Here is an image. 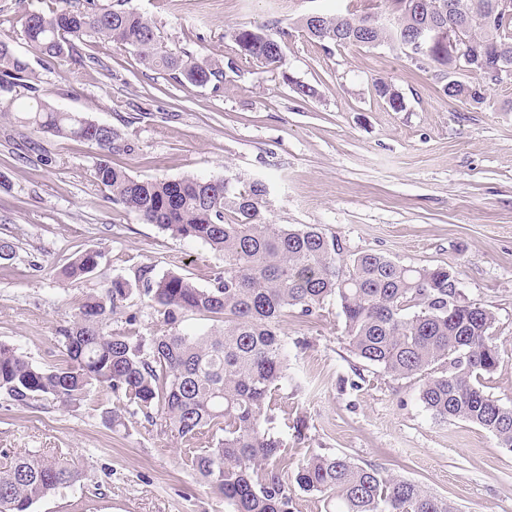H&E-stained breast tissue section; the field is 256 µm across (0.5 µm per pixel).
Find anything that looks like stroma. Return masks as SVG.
I'll use <instances>...</instances> for the list:
<instances>
[{"mask_svg":"<svg viewBox=\"0 0 512 512\" xmlns=\"http://www.w3.org/2000/svg\"><path fill=\"white\" fill-rule=\"evenodd\" d=\"M369 2L126 0L164 45L196 57L234 58L227 33L239 25L283 30V63L184 86L146 69L130 47L92 39L80 61L34 62L33 84L55 108L123 131L135 151L115 162L134 177L260 179L275 223L317 225L348 255L455 270L466 298L496 316L501 360L485 384L512 408V83L493 87L490 104L474 109L389 47L327 48L297 26L310 12ZM54 5L0 0V36L30 55L22 18ZM380 81L402 93L404 110L378 97ZM299 85L315 95L299 96ZM97 159L87 143L0 117V237L17 244L0 265V342L38 365L62 360L59 322L113 277L134 278L148 265L155 276L177 273L204 287L224 264L210 247L112 204L93 176ZM86 249L104 254L96 273L67 278L64 268ZM161 321L135 295L110 327L150 337ZM280 331L293 383L280 392L278 416L300 415L308 426L302 441L281 432L289 467L314 451L336 453L386 467L459 512H512V450L478 425L434 419L419 398L421 375L394 379L368 366L360 387L350 386L357 360L336 299L309 320L283 318ZM25 451L67 454L81 472L34 512H231L191 469L193 450L175 432L141 416L112 431L93 400L76 410L51 401L20 408L0 396V466Z\"/></svg>","mask_w":512,"mask_h":512,"instance_id":"stroma-1","label":"stroma"}]
</instances>
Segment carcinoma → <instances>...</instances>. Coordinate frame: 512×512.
<instances>
[{
  "instance_id": "carcinoma-1",
  "label": "carcinoma",
  "mask_w": 512,
  "mask_h": 512,
  "mask_svg": "<svg viewBox=\"0 0 512 512\" xmlns=\"http://www.w3.org/2000/svg\"><path fill=\"white\" fill-rule=\"evenodd\" d=\"M124 2L102 7L90 0L72 10L69 0H57L48 14H25V40L48 63L80 55L78 44L88 38L111 40L132 47L146 68L193 87L221 83L228 70L239 76L244 63L282 62L283 30L231 29L238 64L226 68L217 59L199 60L161 45L154 23L125 9ZM410 2L411 9L396 10L390 27L358 31L353 17L336 11L323 15L320 25L304 21L302 28L327 44L399 49L416 26L446 25L450 11L473 18L488 12L494 0ZM465 37L489 60V42H495L512 64V14L498 15L490 28L474 20ZM33 75L10 38L0 36V116L15 107L16 88L36 91ZM493 87L479 65L442 81L440 91L467 105L470 92L486 96ZM24 120L95 146L94 177L112 193V203L174 237L208 244L223 253L224 269L211 275L207 288L175 273L154 277L147 266L132 281L113 278L106 297L89 296L78 317L58 327L63 363L42 367L0 343V396L22 408L49 399L79 408L95 393L113 395L123 400L124 412L104 401L100 408L114 430L128 429L141 414L148 421L162 417L187 442L206 437L207 449L192 456L190 465L232 512H293L297 491L319 494L325 512H454L447 499L419 484L345 455L312 452L293 473L284 472L274 415L276 397L288 382L280 322L295 309L312 317L334 297L356 359L393 378L421 374L420 400L434 418L476 424L512 449V408L484 385L500 360L495 314L468 301L448 268L407 266L370 252L346 256L338 238L315 225L274 224L267 217V186L259 179L135 178L112 161L134 153L131 141L112 126L100 130L80 113L39 102L28 107ZM102 258L96 249L80 252L70 275L92 274ZM135 292L163 315L162 328L147 339L108 329ZM186 313L220 327L190 336L177 328ZM78 478V468L64 455L49 460L21 454L0 469V512H33L38 501Z\"/></svg>"
}]
</instances>
